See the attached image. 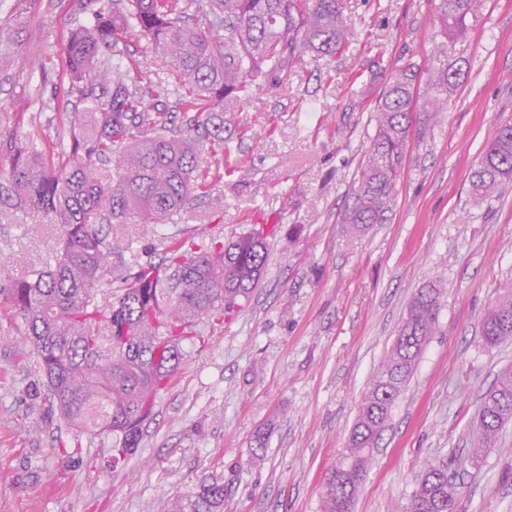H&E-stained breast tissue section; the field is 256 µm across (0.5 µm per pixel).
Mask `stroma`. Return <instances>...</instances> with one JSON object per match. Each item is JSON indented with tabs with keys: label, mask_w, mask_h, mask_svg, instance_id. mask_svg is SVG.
<instances>
[{
	"label": "stroma",
	"mask_w": 512,
	"mask_h": 512,
	"mask_svg": "<svg viewBox=\"0 0 512 512\" xmlns=\"http://www.w3.org/2000/svg\"><path fill=\"white\" fill-rule=\"evenodd\" d=\"M440 0H344L346 54L304 59L288 88H253L224 111V148L201 143L221 179L176 223L103 232L132 257L161 261L169 240H231L279 225L250 302L194 347L159 395L120 470L106 439L76 437L45 412L37 356L0 295V512H164L204 480L224 481V512H321L322 480L414 294L443 290L436 334L395 403L353 512H402L435 460L467 450L480 395L512 367V340L478 343L479 324L512 280V186L479 199L469 172L512 120V0H481L461 38ZM96 0H0V179L15 148L55 151L83 107L66 78L70 32ZM114 65L155 82L164 67L139 32ZM462 68L434 119L417 115L396 200L362 234L344 222L392 73ZM50 218L0 202V251L15 279L49 262ZM265 447L249 448L256 436ZM458 512H512V423L478 468L460 475Z\"/></svg>",
	"instance_id": "stroma-1"
}]
</instances>
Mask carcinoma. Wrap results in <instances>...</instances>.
I'll list each match as a JSON object with an SVG mask.
<instances>
[{"label":"carcinoma","mask_w":512,"mask_h":512,"mask_svg":"<svg viewBox=\"0 0 512 512\" xmlns=\"http://www.w3.org/2000/svg\"><path fill=\"white\" fill-rule=\"evenodd\" d=\"M124 10L101 5L90 26L75 29L67 53L68 78L85 86L86 107L75 113L65 164L38 150L21 148L9 181L20 208L53 218L62 242L53 264L33 268L5 285L24 322L44 376L48 414L71 429L112 440L111 466H125L138 448L156 397L186 357L185 346L215 329L250 299L268 260L266 239L279 230L265 224L235 240L197 242L186 237L168 246L156 263L136 264L130 277L123 250L103 235V223L138 219L154 230L176 223L189 197L208 194L210 170L200 166V142L224 140V105L252 83L288 85L304 56L343 53L348 37L343 0H128ZM478 0H441L445 33L462 37ZM204 26H190V13ZM137 28L166 70L190 85L181 98L202 121L177 133L167 112L169 88H145L138 77L111 70L102 56L117 55L128 30ZM224 32V37L217 36ZM416 82L413 65L394 73L372 120L376 133L345 214L353 233L385 218L396 196L414 113L441 111L457 87L459 73L444 65ZM118 154L107 182L97 163ZM512 182V122L500 126L471 169L474 194L492 195ZM119 284L107 315L101 314L100 284ZM440 289H420L408 305L386 357L363 393L345 448L324 478L322 512H352L371 464L373 449L392 408L435 333ZM512 337V289L486 311L479 342L493 348ZM470 448L429 465L405 512H457L453 481L467 464L512 422V368L498 373L482 393ZM166 512H224V480L213 478L168 501Z\"/></svg>","instance_id":"carcinoma-1"}]
</instances>
